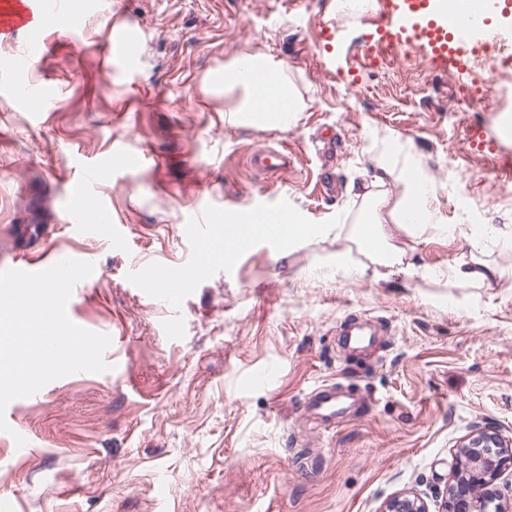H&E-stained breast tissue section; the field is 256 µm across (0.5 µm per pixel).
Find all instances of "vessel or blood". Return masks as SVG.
<instances>
[{"mask_svg":"<svg viewBox=\"0 0 512 512\" xmlns=\"http://www.w3.org/2000/svg\"><path fill=\"white\" fill-rule=\"evenodd\" d=\"M96 6V0H6L0 6V30L23 33L27 53L35 57L47 47L49 31L70 28L77 10L91 11ZM379 19L375 28L378 43L396 52L415 49L452 74L466 69V52L481 45L489 30L486 15L475 11L474 0H383ZM143 41L141 28L110 25L107 54L125 67H134L141 58ZM250 165L275 173L287 169L288 157L267 147L252 154ZM292 221L287 207L259 206L243 232L252 234L257 224L273 231ZM308 407L325 421L335 420L347 410L345 401L322 387L309 395Z\"/></svg>","mask_w":512,"mask_h":512,"instance_id":"b4317fda","label":"vessel or blood"}]
</instances>
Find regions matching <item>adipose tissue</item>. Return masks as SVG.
Wrapping results in <instances>:
<instances>
[{
  "mask_svg": "<svg viewBox=\"0 0 512 512\" xmlns=\"http://www.w3.org/2000/svg\"><path fill=\"white\" fill-rule=\"evenodd\" d=\"M266 74L271 75L272 82L262 92L255 80ZM223 87L225 95L235 99L224 116L231 125L284 130L296 121L298 112L305 109L286 71L261 52L242 53L225 63ZM384 144V155L366 181V218L352 235L353 243L376 266L374 278L378 281L383 278V269L396 268L404 272L412 269L408 252L397 239L398 234L414 236L435 224L429 206L435 192L430 179L403 145L389 138ZM390 181L402 186L400 196L394 199L379 191L380 186ZM470 237L475 252L453 267L452 280L478 288L498 282L505 274L504 269L479 259L476 252L489 238L512 247V226L475 224L470 229Z\"/></svg>",
  "mask_w": 512,
  "mask_h": 512,
  "instance_id": "adipose-tissue-1",
  "label": "adipose tissue"
}]
</instances>
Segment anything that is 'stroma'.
<instances>
[{"instance_id":"obj_1","label":"stroma","mask_w":512,"mask_h":512,"mask_svg":"<svg viewBox=\"0 0 512 512\" xmlns=\"http://www.w3.org/2000/svg\"><path fill=\"white\" fill-rule=\"evenodd\" d=\"M378 11L347 15L332 0H98L23 73L22 34L0 38V80L51 91L29 103L0 93V271L39 254L93 258L99 275L75 286L67 314L113 338L108 371L7 405L8 512H382L403 491L442 497L456 449L477 430L512 437V249L485 241V260L509 271L492 287L446 278L470 254L472 221L512 225V121L493 111L512 105V73L487 62L448 75L414 51L372 64L365 42ZM115 20L146 33L136 69L106 56ZM257 51L307 104L288 129L224 121L212 83L225 61ZM383 134L410 148L435 184L438 224L455 233L406 239L410 275H307L364 220L358 186ZM268 146L287 148L288 171L249 170L250 153ZM117 149L151 150L157 163L113 168L88 188L121 240L78 233L70 186ZM260 205L287 206L323 235L289 255L257 241L232 265L199 267L170 309L132 287L198 260L200 211L242 222ZM20 224L41 232L18 237ZM353 319L376 331L366 348L341 344ZM257 370L268 380L245 388ZM323 384L358 396L350 414H309Z\"/></svg>"}]
</instances>
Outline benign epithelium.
Segmentation results:
<instances>
[{
	"label": "benign epithelium",
	"mask_w": 512,
	"mask_h": 512,
	"mask_svg": "<svg viewBox=\"0 0 512 512\" xmlns=\"http://www.w3.org/2000/svg\"><path fill=\"white\" fill-rule=\"evenodd\" d=\"M512 470V440L496 432L481 431L457 449L448 481V496L438 512H512V503H502L499 481ZM382 512H430L416 495L400 494L390 499Z\"/></svg>",
	"instance_id": "7a95c632"
}]
</instances>
